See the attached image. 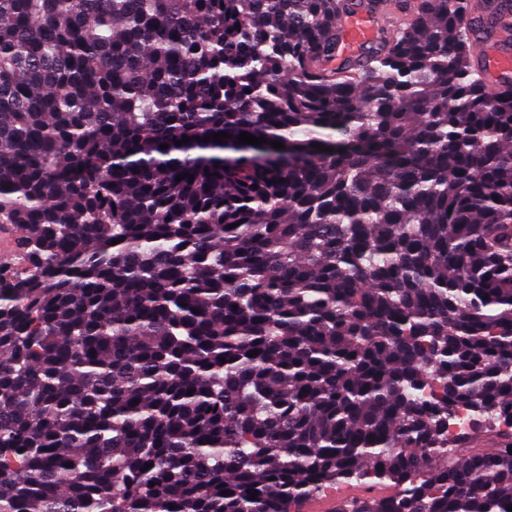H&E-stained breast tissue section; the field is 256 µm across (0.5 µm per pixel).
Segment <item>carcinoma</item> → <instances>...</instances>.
Segmentation results:
<instances>
[{
    "label": "carcinoma",
    "instance_id": "obj_1",
    "mask_svg": "<svg viewBox=\"0 0 512 512\" xmlns=\"http://www.w3.org/2000/svg\"><path fill=\"white\" fill-rule=\"evenodd\" d=\"M358 9L406 20L335 66ZM488 28L512 0H0V512H508L512 429L448 457L457 410L512 422ZM336 489V496L328 499L312 500L305 507L304 512H334L336 507L343 502H348L354 499L366 498L368 496H385L393 491V488L387 484H379L372 490L367 489V485L357 482L350 484H339L334 486ZM342 492V494H340Z\"/></svg>",
    "mask_w": 512,
    "mask_h": 512
}]
</instances>
